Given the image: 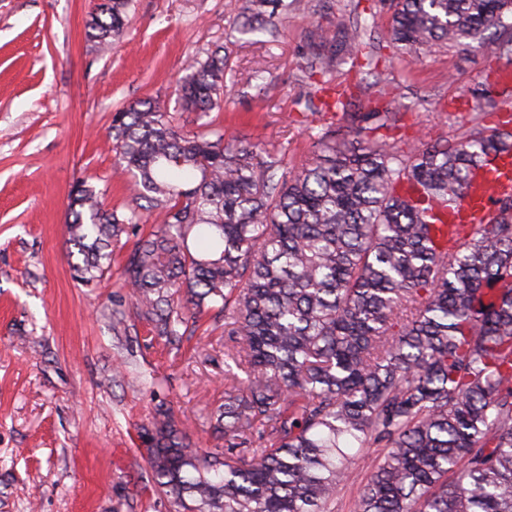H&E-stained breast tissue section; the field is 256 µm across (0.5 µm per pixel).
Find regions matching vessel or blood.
Masks as SVG:
<instances>
[{"instance_id": "obj_1", "label": "vessel or blood", "mask_w": 512, "mask_h": 512, "mask_svg": "<svg viewBox=\"0 0 512 512\" xmlns=\"http://www.w3.org/2000/svg\"><path fill=\"white\" fill-rule=\"evenodd\" d=\"M512 197V149L499 151L491 163L479 170L456 205L442 212L445 224H484L497 214L499 200Z\"/></svg>"}]
</instances>
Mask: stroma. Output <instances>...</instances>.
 I'll return each instance as SVG.
<instances>
[{"label":"stroma","mask_w":512,"mask_h":512,"mask_svg":"<svg viewBox=\"0 0 512 512\" xmlns=\"http://www.w3.org/2000/svg\"><path fill=\"white\" fill-rule=\"evenodd\" d=\"M97 0H0V512H169L146 478L139 428L156 406L187 419L198 446L224 397V322L206 315L175 346L127 310L120 260L95 287L74 279L66 211L88 179L107 207H134L130 180L108 148L112 115L148 97L174 98L192 56L221 45L239 76L263 70V93L239 85L219 114L238 143L311 161L325 116L305 110L315 89L298 79L304 36L341 17L385 18L377 0H295L269 43L241 35L235 0H132L123 40L102 51L85 36ZM379 70L408 147L453 138L483 112L470 94L495 81L499 59L476 44ZM382 449L357 455L330 512H355Z\"/></svg>","instance_id":"obj_1"}]
</instances>
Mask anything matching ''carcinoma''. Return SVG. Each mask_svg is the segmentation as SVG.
Wrapping results in <instances>:
<instances>
[{"instance_id":"carcinoma-1","label":"carcinoma","mask_w":512,"mask_h":512,"mask_svg":"<svg viewBox=\"0 0 512 512\" xmlns=\"http://www.w3.org/2000/svg\"><path fill=\"white\" fill-rule=\"evenodd\" d=\"M389 62L472 46L490 29L512 65V0H380ZM130 0H101L86 20L100 46L125 32ZM282 0H242L246 31L276 41ZM375 46L340 19L306 35L303 76L361 71ZM239 84L223 48L180 78L184 132L170 101L113 114L108 143L155 217L123 258L139 319L169 345L203 312L224 319V402L210 430L224 446L193 448L186 422L159 406L141 428L147 478L171 512H327L348 460L384 456L356 512H512V197L491 224H460L435 241L436 208L460 198L500 151L499 128L407 150L370 133L399 120L387 106L356 114L350 141L327 128L299 168L243 147L211 113ZM350 92L319 82L316 112L347 111ZM411 183L423 191L413 201ZM78 280L111 271L137 208L118 215L86 180L69 193ZM244 377H239V374Z\"/></svg>"}]
</instances>
